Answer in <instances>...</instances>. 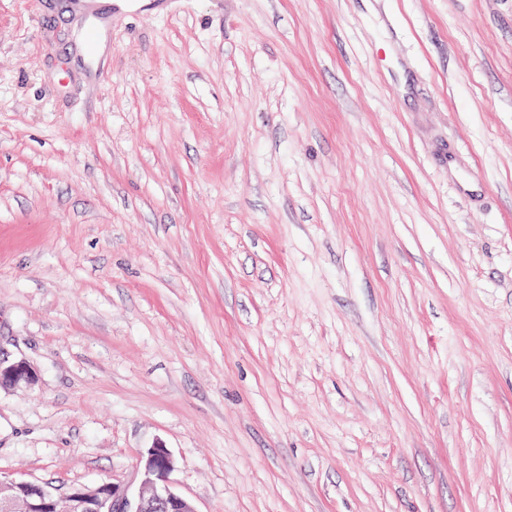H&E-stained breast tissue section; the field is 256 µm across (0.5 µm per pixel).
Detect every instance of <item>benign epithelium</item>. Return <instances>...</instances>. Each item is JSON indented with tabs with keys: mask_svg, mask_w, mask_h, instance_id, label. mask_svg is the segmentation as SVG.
I'll use <instances>...</instances> for the list:
<instances>
[{
	"mask_svg": "<svg viewBox=\"0 0 512 512\" xmlns=\"http://www.w3.org/2000/svg\"><path fill=\"white\" fill-rule=\"evenodd\" d=\"M37 380V371L26 360L0 356V389L31 386ZM173 469L170 450L154 445L140 455L135 490L106 482L60 493L46 484L0 478V512H197L172 485Z\"/></svg>",
	"mask_w": 512,
	"mask_h": 512,
	"instance_id": "7a95c632",
	"label": "benign epithelium"
}]
</instances>
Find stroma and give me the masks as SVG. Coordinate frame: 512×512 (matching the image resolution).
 Segmentation results:
<instances>
[{
  "label": "stroma",
  "mask_w": 512,
  "mask_h": 512,
  "mask_svg": "<svg viewBox=\"0 0 512 512\" xmlns=\"http://www.w3.org/2000/svg\"><path fill=\"white\" fill-rule=\"evenodd\" d=\"M0 0V476L197 512H512V0ZM37 371L24 359L10 361L0 352V389L15 388L20 385H35Z\"/></svg>",
  "instance_id": "stroma-1"
}]
</instances>
